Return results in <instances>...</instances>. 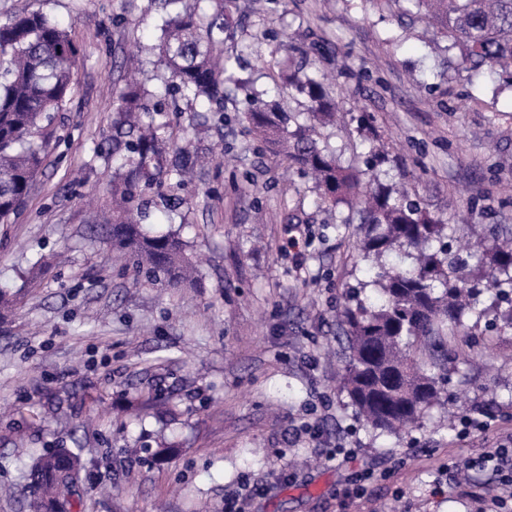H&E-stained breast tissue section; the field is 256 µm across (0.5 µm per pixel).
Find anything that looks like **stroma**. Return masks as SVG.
Segmentation results:
<instances>
[{
    "label": "stroma",
    "instance_id": "stroma-1",
    "mask_svg": "<svg viewBox=\"0 0 512 512\" xmlns=\"http://www.w3.org/2000/svg\"><path fill=\"white\" fill-rule=\"evenodd\" d=\"M33 10L69 28L80 62L62 137L23 211L0 224V512H29L21 472L34 448L80 449L83 512H224L230 496L242 512H481L495 475L465 465L512 432V328L449 337L450 400L419 427L379 436L358 420L337 316L377 265L413 261L363 259L346 209L321 206L309 178L252 139L242 92L220 116L168 100L171 150L207 163L177 210L149 199L144 228L178 230L201 259L198 282L137 280L107 242L126 140L113 120L124 60L159 42L166 11L160 0H0V20ZM233 10L225 46L257 89H273L281 58L300 63L325 43L315 63L346 121L321 135L337 155L364 162L357 117L370 113L389 158L381 179L404 178L447 218L453 249L512 238V88L459 66L423 16L372 0ZM291 224L312 237L302 264L281 247ZM478 409L494 430L458 439L449 413ZM163 438L179 446L166 462L151 457Z\"/></svg>",
    "mask_w": 512,
    "mask_h": 512
}]
</instances>
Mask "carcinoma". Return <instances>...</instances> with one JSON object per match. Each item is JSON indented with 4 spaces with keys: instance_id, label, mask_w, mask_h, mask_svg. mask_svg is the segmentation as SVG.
I'll return each mask as SVG.
<instances>
[{
    "instance_id": "obj_1",
    "label": "carcinoma",
    "mask_w": 512,
    "mask_h": 512,
    "mask_svg": "<svg viewBox=\"0 0 512 512\" xmlns=\"http://www.w3.org/2000/svg\"><path fill=\"white\" fill-rule=\"evenodd\" d=\"M173 9L165 21L159 56L169 72L153 91L129 83L120 93L115 124L129 126L135 138L125 144L124 162L112 181V224L108 240L136 275L164 288L189 277L186 244L179 234L148 235L141 230L144 197L160 190L166 178L185 185L192 164L183 149L166 164V142L153 113L164 110L170 95L205 106H224L231 56L224 32L235 23L233 0H209L201 14L185 0H164ZM380 8L422 14L476 76L512 85V0H373ZM79 50L71 33L46 14L32 11L0 23V224L18 215L29 196L51 141L59 138L55 114L64 110L72 90ZM280 88L307 100L306 117L287 112L275 101L251 102L243 120L259 143L271 147L303 176L314 177L322 204L348 209L346 222L359 221L363 257L381 259L396 249L414 259V268H379L372 283L373 302L349 292L338 316L348 359L342 389L357 417L381 434H398L422 423L440 404L439 380L448 369V337L481 318L480 279L468 263L451 256L445 220L431 213L397 182L384 183L374 169L343 164L321 146L316 126L336 125V103L320 72L284 66ZM477 266L495 291L493 321L512 327V306L498 296L512 290V243L492 238L480 244ZM80 454L70 449H37L23 479L44 494L43 512L82 507L85 489L77 486Z\"/></svg>"
}]
</instances>
